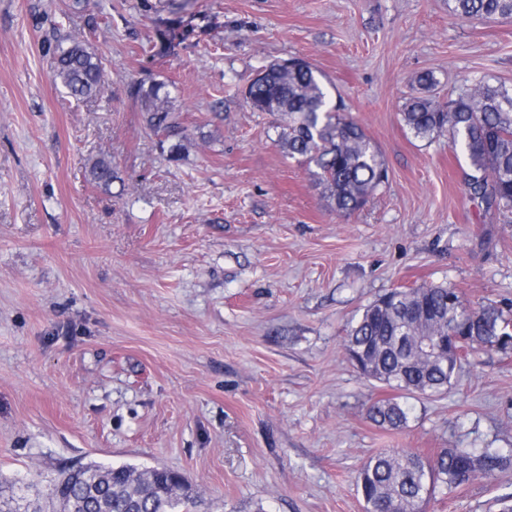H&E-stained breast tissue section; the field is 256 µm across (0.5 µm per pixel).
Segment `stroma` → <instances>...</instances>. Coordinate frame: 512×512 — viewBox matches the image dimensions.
<instances>
[{
    "mask_svg": "<svg viewBox=\"0 0 512 512\" xmlns=\"http://www.w3.org/2000/svg\"><path fill=\"white\" fill-rule=\"evenodd\" d=\"M0 0V490L47 494L77 465L163 467L198 512H364L355 475L384 448H512V358L478 351L407 426L365 416L389 389L343 340L395 288L445 283L512 302V224L465 189L447 137L401 110L432 73L512 86V19L448 0ZM188 37L160 48L161 19ZM98 19L88 28L86 16ZM82 36L110 78L79 101L42 44ZM303 58L376 144L367 205L328 209L275 118L242 90ZM161 81L177 133L130 95ZM107 155L110 186L89 166ZM512 476L436 495L425 512H499Z\"/></svg>",
    "mask_w": 512,
    "mask_h": 512,
    "instance_id": "35a3bbf8",
    "label": "stroma"
}]
</instances>
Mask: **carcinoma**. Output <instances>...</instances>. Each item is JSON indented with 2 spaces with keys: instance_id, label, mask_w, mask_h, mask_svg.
<instances>
[{
  "instance_id": "carcinoma-1",
  "label": "carcinoma",
  "mask_w": 512,
  "mask_h": 512,
  "mask_svg": "<svg viewBox=\"0 0 512 512\" xmlns=\"http://www.w3.org/2000/svg\"><path fill=\"white\" fill-rule=\"evenodd\" d=\"M448 10L468 19L512 17V0H448ZM55 59L56 81L76 99L100 94L108 84L101 58L77 38L67 47L47 42ZM455 99L441 103L429 95L410 98L402 111L404 125L417 137L448 136V147L464 156L466 187L486 210L512 214V87L486 79L463 80ZM131 94L147 113L154 131H171L173 107L164 85L139 83ZM255 112L280 116L278 145L285 156L302 159L323 198L338 214L363 208L386 178L377 147L363 128L333 99L317 69L299 58L270 62L243 94ZM92 179L112 184V161L104 156L90 166ZM454 288L429 284L396 288L367 306L344 341L345 352L357 344L374 348L378 380L398 392L443 393L451 386L462 361L440 352L432 361L418 359L417 346L436 343L454 331L469 338L467 354L496 349L512 337V318L499 306L462 307L448 304ZM366 415L377 426L399 430L407 426L410 408L399 397L374 400ZM512 474V450L500 448H442L424 458L408 449H384L371 457L356 478L361 498L381 512H422L437 493L453 492L478 479ZM139 479L127 466L89 465L58 481L50 497L62 512H189L195 496L184 479L165 469L148 471ZM0 512H45L40 500L20 506L0 499Z\"/></svg>"
}]
</instances>
